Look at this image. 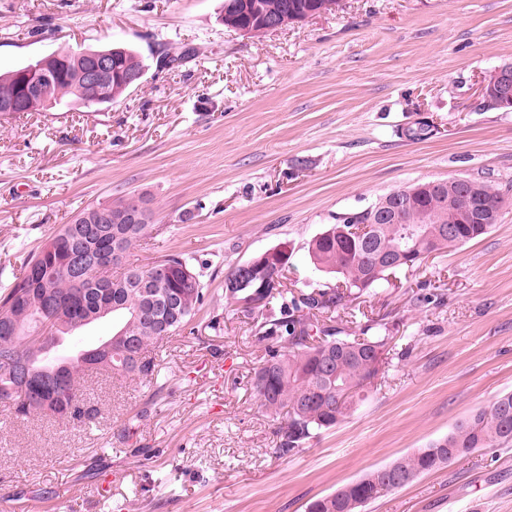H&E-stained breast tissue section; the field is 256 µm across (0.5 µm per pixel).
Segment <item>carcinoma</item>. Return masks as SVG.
I'll use <instances>...</instances> for the list:
<instances>
[{
  "instance_id": "cac0c4a2",
  "label": "carcinoma",
  "mask_w": 512,
  "mask_h": 512,
  "mask_svg": "<svg viewBox=\"0 0 512 512\" xmlns=\"http://www.w3.org/2000/svg\"><path fill=\"white\" fill-rule=\"evenodd\" d=\"M337 5L339 0H224V26L237 31L249 25L253 35L258 36L266 32L264 21L268 18H275L288 27L298 8L331 12ZM112 50L114 74L112 84L105 91L80 75L87 49L69 48L41 58L53 76L48 88L50 106L65 102L93 109L99 105L101 95L114 100L126 92L129 86L125 74L144 69V64L140 55L129 47L114 46ZM196 52V47L186 45L179 53L163 50L159 57L167 60L166 69L173 70ZM23 69L22 65L0 73L1 105L13 99ZM477 185V202L495 204L501 199L499 189L493 184L479 181ZM130 197L127 193L106 205L88 206L70 223L60 225L53 233L59 241V250L51 255L37 250L23 262L20 273L12 275L0 293V319L14 321L21 329L19 337L0 335V357L15 355L41 375L65 369L58 392L69 406V411L61 416L63 420L88 424L99 418L101 410L83 398L80 373L86 368V359L76 362L61 359L52 366L43 361V350L54 338L112 319L110 344L96 342L85 352L112 346V355L100 357L96 367L152 383L159 393L165 382L155 358L147 356L148 348L184 331L208 298L209 289L203 285L202 274L178 255H167L120 274L112 273L107 265L108 257L116 249L126 255L150 236L154 227L151 219L126 224L116 234L108 233L93 240L91 246L100 254L102 266L88 269L79 284L70 278L64 259L71 225L93 223L101 209L120 216L129 211ZM416 202L417 206L407 212L399 224H372L370 230L361 235H345L341 228L347 229L349 225L341 226L339 222L367 223L375 208L372 204L344 214L338 218V223L329 225L310 241L311 263L319 271L339 276V288L288 289L285 272L292 258L290 253L267 279H257L244 289L224 287L225 299L241 303L260 318L259 339L269 342L266 355L250 379V390L265 410L285 413L277 432L281 454L296 451L320 431L350 416L386 364L390 337L383 334L382 325H375V332L370 336H354L345 332L333 316L347 298L374 289L393 274L377 265L375 245L395 243L414 248L410 261L416 266L427 253L463 245L489 231L485 224H456L447 237L429 238L424 221L432 217L446 220L448 209L436 192L425 193ZM160 267L168 274L157 285V296L176 292L184 298L181 307L170 314L163 330L156 329L139 313L143 306L139 279ZM43 289L58 305L61 326L51 337L35 340L33 336L37 335L44 302ZM12 389L10 373L0 370V405L12 408L17 418L32 416L33 402L13 396ZM509 447H512V392L499 395L488 407L457 422L448 435L400 457L393 465L405 475L408 484L418 475L477 448ZM389 491L385 468L379 467L311 502L308 512H361L362 507Z\"/></svg>"
}]
</instances>
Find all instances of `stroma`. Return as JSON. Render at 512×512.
I'll list each match as a JSON object with an SVG mask.
<instances>
[{
  "instance_id": "stroma-1",
  "label": "stroma",
  "mask_w": 512,
  "mask_h": 512,
  "mask_svg": "<svg viewBox=\"0 0 512 512\" xmlns=\"http://www.w3.org/2000/svg\"><path fill=\"white\" fill-rule=\"evenodd\" d=\"M223 8L0 0L1 69L115 43L145 64L142 86L97 111L0 121V284L73 215L132 191L152 197L159 228L132 262L182 255L215 294L193 332L154 349L161 396L93 373L95 426L0 422V512H306L512 392V110L479 93L512 64V0H341L258 37L228 30ZM187 42L194 57L157 68L160 49ZM421 119L432 137L397 136ZM452 176L511 204L486 235L348 303L350 333L385 323L389 363L352 416L277 454L280 422L249 388L267 344L255 315L218 296L225 272L284 242L288 288L335 285L310 264L311 239L397 188ZM362 512H512V447L473 450Z\"/></svg>"
}]
</instances>
